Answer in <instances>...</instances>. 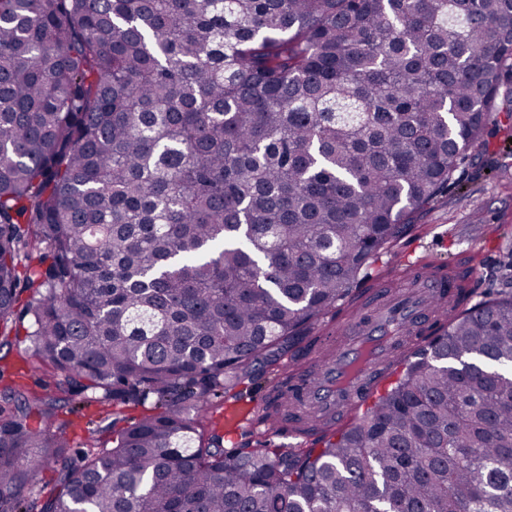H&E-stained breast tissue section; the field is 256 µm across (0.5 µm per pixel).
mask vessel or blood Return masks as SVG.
<instances>
[{"instance_id": "vessel-or-blood-1", "label": "vessel or blood", "mask_w": 512, "mask_h": 512, "mask_svg": "<svg viewBox=\"0 0 512 512\" xmlns=\"http://www.w3.org/2000/svg\"><path fill=\"white\" fill-rule=\"evenodd\" d=\"M411 291L390 296L377 287L367 308L369 322L347 321L336 327V346L328 362L314 365V375L293 392L292 402L313 409L330 421L347 422L352 410L371 400L382 383L381 369L392 354L412 341L428 337L438 305L459 288L458 280L438 274L426 258L406 260ZM312 423L281 417L274 422L249 420L244 431L255 438L304 437Z\"/></svg>"}]
</instances>
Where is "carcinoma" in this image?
Returning <instances> with one entry per match:
<instances>
[{"mask_svg":"<svg viewBox=\"0 0 512 512\" xmlns=\"http://www.w3.org/2000/svg\"><path fill=\"white\" fill-rule=\"evenodd\" d=\"M494 114L512 0H0V336L28 318L55 372L0 395V512H512V294L320 448H226L209 415L306 355ZM151 395L22 495L59 407ZM268 361L269 362L264 366H258L251 377L242 379L238 385L224 393V398H222L221 401L217 403V406H215L213 409V417L215 420H217L218 416H222L220 427L222 428L223 426V433H225L226 430L224 425L225 404L235 400L234 398L240 400H248L250 398L253 399L256 396L261 395L278 377L280 374L281 366L285 363H289L291 360L287 355L278 354L275 352V354H272V356L269 357Z\"/></svg>","mask_w":512,"mask_h":512,"instance_id":"cac0c4a2","label":"carcinoma"}]
</instances>
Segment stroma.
<instances>
[{
    "label": "stroma",
    "instance_id": "35a3bbf8",
    "mask_svg": "<svg viewBox=\"0 0 512 512\" xmlns=\"http://www.w3.org/2000/svg\"><path fill=\"white\" fill-rule=\"evenodd\" d=\"M447 268L460 258L474 263V300L498 291H512V276L505 266L512 261V127L488 123L484 141L472 159L454 174L447 192L426 205L407 233L391 241L373 260L371 283L392 280L404 290L408 282L401 262L408 250ZM28 325L16 324V333L0 348V384L32 391L51 380L53 372L35 368L26 336ZM100 408L92 405L78 412L61 408L52 420L63 430L71 447L104 448L105 435L94 432Z\"/></svg>",
    "mask_w": 512,
    "mask_h": 512
}]
</instances>
